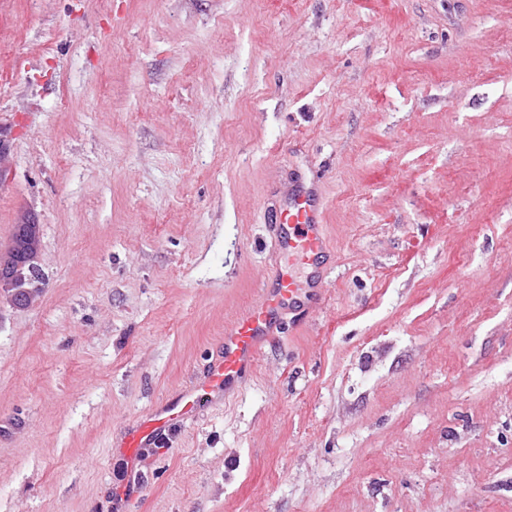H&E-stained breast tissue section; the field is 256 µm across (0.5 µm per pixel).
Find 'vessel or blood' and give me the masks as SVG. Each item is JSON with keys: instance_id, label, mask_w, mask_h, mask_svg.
Returning <instances> with one entry per match:
<instances>
[{"instance_id": "1", "label": "vessel or blood", "mask_w": 512, "mask_h": 512, "mask_svg": "<svg viewBox=\"0 0 512 512\" xmlns=\"http://www.w3.org/2000/svg\"><path fill=\"white\" fill-rule=\"evenodd\" d=\"M274 230L285 264L263 283L258 300L225 325L221 351L200 380L154 404L135 421L124 440L130 459H137L140 448L163 444L172 431L185 427L203 400L224 396L248 379L260 347L281 328L283 314L307 312L317 301L330 246L316 182L302 181L291 190ZM298 266L309 271L305 282L296 280Z\"/></svg>"}]
</instances>
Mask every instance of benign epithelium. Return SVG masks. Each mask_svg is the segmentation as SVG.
I'll return each instance as SVG.
<instances>
[{
    "label": "benign epithelium",
    "instance_id": "benign-epithelium-1",
    "mask_svg": "<svg viewBox=\"0 0 512 512\" xmlns=\"http://www.w3.org/2000/svg\"><path fill=\"white\" fill-rule=\"evenodd\" d=\"M41 225L26 220L14 225L8 245L0 247V298L11 304H30L38 295Z\"/></svg>",
    "mask_w": 512,
    "mask_h": 512
}]
</instances>
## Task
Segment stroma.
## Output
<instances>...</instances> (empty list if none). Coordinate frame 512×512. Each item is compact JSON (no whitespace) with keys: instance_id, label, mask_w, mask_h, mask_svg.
Masks as SVG:
<instances>
[{"instance_id":"35a3bbf8","label":"stroma","mask_w":512,"mask_h":512,"mask_svg":"<svg viewBox=\"0 0 512 512\" xmlns=\"http://www.w3.org/2000/svg\"><path fill=\"white\" fill-rule=\"evenodd\" d=\"M0 512H512V0H0ZM320 172L335 264L131 461ZM139 484L134 500L124 489ZM41 224L26 220L15 224L6 248L0 246V303L30 304L42 280L39 266Z\"/></svg>"}]
</instances>
